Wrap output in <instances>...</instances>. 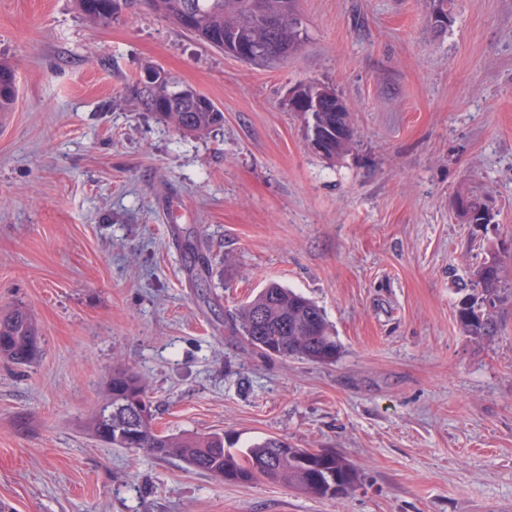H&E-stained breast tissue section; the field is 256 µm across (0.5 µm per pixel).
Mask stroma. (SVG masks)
Masks as SVG:
<instances>
[{
  "mask_svg": "<svg viewBox=\"0 0 512 512\" xmlns=\"http://www.w3.org/2000/svg\"><path fill=\"white\" fill-rule=\"evenodd\" d=\"M302 48L266 68L208 48L139 0L109 25L75 0H0V311L22 305L42 354L0 358L7 512H512V288L492 336L462 289L512 253V0H298ZM157 64L224 122L188 133L125 88ZM351 106L329 159L288 104L300 83ZM486 200L487 224L457 209ZM200 240L206 282L180 239ZM312 299L335 361L263 358L228 329L267 283ZM138 372L155 426L327 448L359 482L316 498L233 484L95 441L113 369ZM34 431L21 432L16 416ZM15 71L13 67L0 62V112H11L17 97ZM482 310V303L475 308L470 296L459 302L458 319L463 330L471 336H488L496 330L497 324L493 316Z\"/></svg>",
  "mask_w": 512,
  "mask_h": 512,
  "instance_id": "1",
  "label": "stroma"
}]
</instances>
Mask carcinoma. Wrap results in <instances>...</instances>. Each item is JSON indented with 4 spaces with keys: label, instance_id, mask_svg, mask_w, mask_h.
I'll return each mask as SVG.
<instances>
[{
    "label": "carcinoma",
    "instance_id": "cac0c4a2",
    "mask_svg": "<svg viewBox=\"0 0 512 512\" xmlns=\"http://www.w3.org/2000/svg\"><path fill=\"white\" fill-rule=\"evenodd\" d=\"M146 4L180 24L187 9L195 14L187 33L209 47L240 57L247 49L252 57L244 62L272 66L299 49L307 32L298 13V0H145ZM260 3L264 18L255 17ZM84 16L96 24L117 18L130 0H77ZM453 0H430L435 26L446 27ZM127 92L143 110L186 132H203L224 121L222 110L205 94L174 79L166 71L156 73L151 85L132 79ZM294 111L310 115L312 137L324 143V156L334 158L350 148L354 129L349 120L350 105L324 84L309 82L297 88ZM17 97L15 71L0 62V112H10ZM505 264L474 272V285L482 294L498 296L504 286ZM458 319L471 336H488L496 330L493 316L475 307L471 297L459 302ZM231 330L240 334L249 348L263 357L275 349L279 357H296L313 362L336 358L339 343L322 309L309 298L276 282L268 283L249 301L236 309ZM40 352L38 330L22 308L0 313V357L18 366L31 364ZM152 407L149 391L137 373L126 369L112 372L107 381L104 404L88 422L96 440L109 437L113 448L144 450L166 460L177 458L192 470L224 482L267 481L282 484L318 498L347 494L357 483L355 467L329 449L293 448L288 442L267 437L239 453L224 447L222 433L166 435L153 427L154 413L144 420L139 408Z\"/></svg>",
    "mask_w": 512,
    "mask_h": 512
}]
</instances>
